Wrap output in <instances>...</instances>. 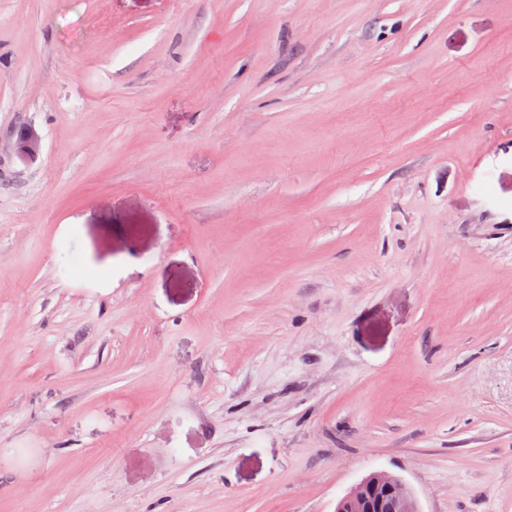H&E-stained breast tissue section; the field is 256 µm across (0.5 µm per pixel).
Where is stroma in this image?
<instances>
[{
  "label": "stroma",
  "mask_w": 512,
  "mask_h": 512,
  "mask_svg": "<svg viewBox=\"0 0 512 512\" xmlns=\"http://www.w3.org/2000/svg\"><path fill=\"white\" fill-rule=\"evenodd\" d=\"M375 471L512 512V0H0V512Z\"/></svg>",
  "instance_id": "obj_1"
}]
</instances>
